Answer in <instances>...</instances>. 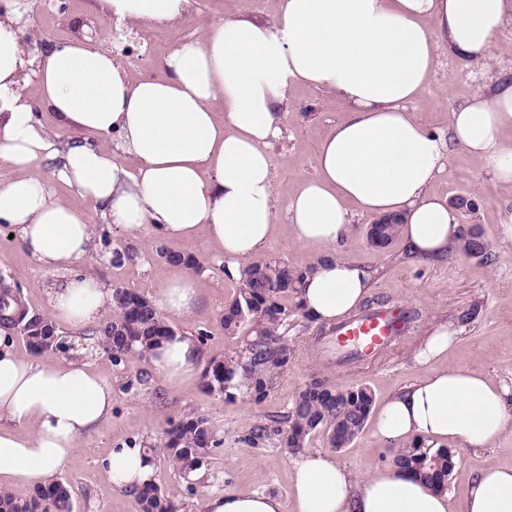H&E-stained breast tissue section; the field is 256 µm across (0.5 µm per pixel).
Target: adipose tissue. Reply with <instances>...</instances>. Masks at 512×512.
Returning <instances> with one entry per match:
<instances>
[{"label": "adipose tissue", "instance_id": "obj_1", "mask_svg": "<svg viewBox=\"0 0 512 512\" xmlns=\"http://www.w3.org/2000/svg\"><path fill=\"white\" fill-rule=\"evenodd\" d=\"M189 2L93 0V9L125 33L176 24ZM509 22L512 0H282L266 21L205 23L196 39L164 58L163 77L138 78L121 67L118 52L87 37L36 56L25 52L22 12L13 8L0 16V224L55 274L51 319L78 328L112 307L106 284L69 276L95 250V216L130 238L147 228L172 242L206 231L227 273L236 274L275 230L267 149L283 132L292 90L314 87L349 112L321 139L316 173L301 179L286 218L297 241L319 251L299 298L302 310L315 323L332 324L370 292V269L340 255L356 217L403 216L407 253L441 262L459 248L457 215L431 187L451 153L483 161L512 187V72L490 77L453 109L447 129L414 115L440 51L466 68L482 62ZM30 65L40 85L35 99L23 89ZM218 99L220 122L211 110ZM39 109L111 137V148L74 141L57 151L36 120ZM56 154V178L92 201L93 212L54 197L42 164ZM151 300L180 318L196 312L202 293L186 272ZM455 341L442 326L417 350L426 373L379 408L380 441L488 448L512 426V382L446 365ZM200 359L198 344L179 331L146 357L170 382ZM111 412L112 388L89 364L41 363L0 335V488L52 480L80 438ZM104 469L118 491L153 481L155 473L150 457L127 443L112 449ZM204 512H449V499L392 465L358 480L334 456L309 454L293 464L289 500L258 491L212 493ZM461 512H512V465L476 473Z\"/></svg>", "mask_w": 512, "mask_h": 512}]
</instances>
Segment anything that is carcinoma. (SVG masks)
<instances>
[{"label":"carcinoma","instance_id":"1","mask_svg":"<svg viewBox=\"0 0 512 512\" xmlns=\"http://www.w3.org/2000/svg\"><path fill=\"white\" fill-rule=\"evenodd\" d=\"M458 254L469 259L492 261L488 242L460 238ZM159 255L165 261L197 272L202 265L197 256L162 247ZM305 272L277 258H266L249 264L241 274L242 284L224 306V334L251 336L245 350L213 359L202 372L204 388L227 400L235 398L231 385L235 366L244 365L249 373L251 400L262 402L272 389L274 376L288 369L295 356L288 343V311L284 300L297 298ZM0 331L19 336L28 350L41 355L46 350H60L64 341L56 325L45 314L31 309L22 290L10 275L0 271ZM173 334L172 326L141 293L117 286L113 288L112 315L92 331L93 347L119 358L130 353L141 357ZM374 397L370 389L356 386L330 388L317 379L306 384L296 396L288 415V426H260L246 442L257 445L277 436L285 446L300 452L309 440L320 435L329 448H346L363 432L372 413ZM224 440L205 415L187 414L159 439L174 469L186 477L200 469L214 448ZM390 463L401 467L426 484L444 490L454 460L448 449L434 453L418 448L396 449L389 454ZM141 512H185V505L166 495L153 481L135 492ZM0 512H74L69 484L61 480L33 487L26 497L0 490Z\"/></svg>","mask_w":512,"mask_h":512}]
</instances>
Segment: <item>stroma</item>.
Segmentation results:
<instances>
[{
    "label": "stroma",
    "mask_w": 512,
    "mask_h": 512,
    "mask_svg": "<svg viewBox=\"0 0 512 512\" xmlns=\"http://www.w3.org/2000/svg\"><path fill=\"white\" fill-rule=\"evenodd\" d=\"M63 2L66 9L59 12L47 9L44 0H30L23 29L38 40L33 54H40L41 43L59 46L82 35L108 42L110 32L105 20L93 11L92 0ZM280 4L281 0H192L180 25L142 30L136 55L125 60L127 69L133 76H142L139 56L163 58L180 43L197 36L200 26L217 16L264 20L272 17ZM504 68H512L511 23L498 35L490 57L481 65L464 69L447 54H440L415 117L430 127L446 128L450 111L484 86L488 73ZM346 110L342 101L320 90L302 88L293 94L283 134L269 150L276 184V231L264 257L280 258L299 269L314 262L313 250L297 243L286 221V202L297 187L298 176L314 175L317 143L341 121ZM432 191L449 198L467 195L476 199L477 209L465 220L478 225L491 246L493 260L483 263L460 255L442 263L413 260L398 240L385 249L370 246L366 237L370 220L357 219L356 232L344 246L343 257L371 269V298L399 302L419 314L403 340L377 359L348 365L322 354L320 346L311 340L306 319L293 307L288 310L287 337L295 345L296 354L287 370L276 375L270 394L259 404L244 392L232 401L209 394L197 372L175 384L147 376V364L135 354L126 355L118 365L103 352L89 356L91 367L112 388V415L81 438L76 453L58 472L72 489L75 512H140L134 494L113 490L103 461L119 443H156L170 421L189 412L210 417L224 444L190 477L170 467L162 451H155V480L167 495L184 503L188 512H201L204 498L214 492L249 490L289 498L294 460L289 448L275 438L252 447L245 444V437L256 426L285 420L300 388L314 378L332 388L366 386L376 404H383L390 395L423 376V369L413 362V352L440 325L448 326L457 336L448 354L449 364L482 372L494 381H511L512 243L501 237V219L504 203L512 201V188L499 184L482 161L456 153ZM94 234L99 253L76 264V276H92L109 286H123L149 296L179 273L177 266L159 258L162 243L151 229L130 239L98 217ZM178 248L195 254L203 264L197 274L203 305L191 317L172 319V326L191 336L201 330L208 332L204 359L241 351L245 346L243 337L225 335L222 323L224 305L239 288L240 279L226 276L223 262L204 235L185 240ZM117 249L129 252L119 263L112 260ZM0 271L10 274L20 285L34 310L49 312L51 275L39 268L18 239L3 227ZM473 306L478 309L476 316L469 322H459L460 313ZM451 450L456 464L447 493L456 507L474 473L493 464H512V427L492 447L475 449L455 444ZM386 455V444L369 427L350 446L335 453L357 478L385 466Z\"/></svg>",
    "instance_id": "obj_1"
}]
</instances>
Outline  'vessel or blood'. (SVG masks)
Returning a JSON list of instances; mask_svg holds the SVG:
<instances>
[{
  "label": "vessel or blood",
  "instance_id": "obj_1",
  "mask_svg": "<svg viewBox=\"0 0 512 512\" xmlns=\"http://www.w3.org/2000/svg\"><path fill=\"white\" fill-rule=\"evenodd\" d=\"M407 314L406 306L395 305L349 317L336 330L337 345L360 350L367 357L380 355L394 340L407 334Z\"/></svg>",
  "mask_w": 512,
  "mask_h": 512
}]
</instances>
